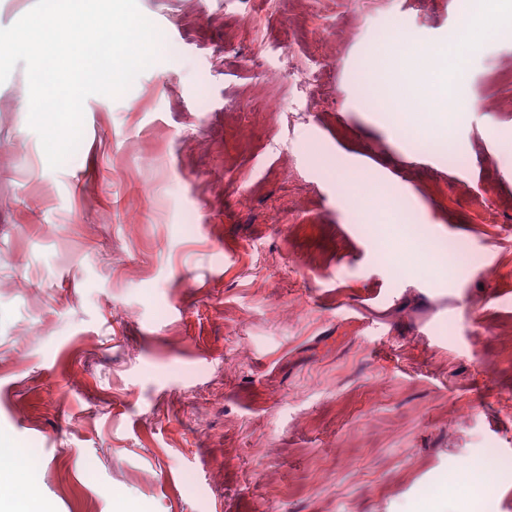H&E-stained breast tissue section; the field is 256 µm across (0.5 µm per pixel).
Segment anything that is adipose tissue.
Returning <instances> with one entry per match:
<instances>
[{"mask_svg": "<svg viewBox=\"0 0 512 512\" xmlns=\"http://www.w3.org/2000/svg\"><path fill=\"white\" fill-rule=\"evenodd\" d=\"M511 37V17L489 9L488 0H469L466 22L442 42L419 44L401 37L385 41L380 55L391 65L384 74L389 90L382 97V110L396 127H413L422 142L447 140L454 122L448 103L463 97L465 72L486 45ZM415 100L426 102L424 115L409 111ZM480 469L473 462L443 476L408 512H476L474 478Z\"/></svg>", "mask_w": 512, "mask_h": 512, "instance_id": "ef3b65f1", "label": "adipose tissue"}]
</instances>
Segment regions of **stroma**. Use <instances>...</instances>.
<instances>
[{
  "label": "stroma",
  "mask_w": 512,
  "mask_h": 512,
  "mask_svg": "<svg viewBox=\"0 0 512 512\" xmlns=\"http://www.w3.org/2000/svg\"><path fill=\"white\" fill-rule=\"evenodd\" d=\"M257 2L137 0L167 49L57 168L0 84V434L41 512H406L475 459L512 512V39L428 145L365 69L467 0Z\"/></svg>",
  "instance_id": "35a3bbf8"
}]
</instances>
